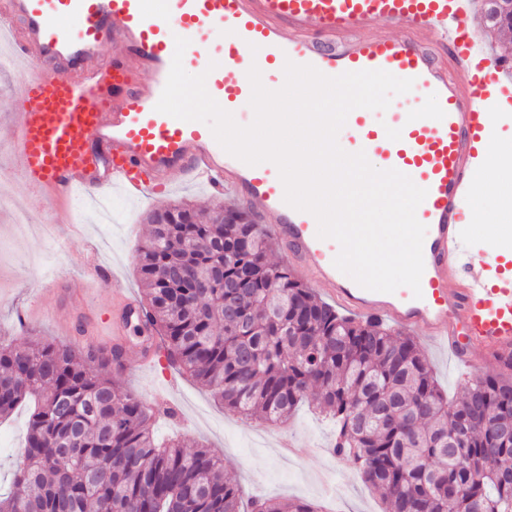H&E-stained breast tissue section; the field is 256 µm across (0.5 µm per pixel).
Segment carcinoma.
<instances>
[{
    "instance_id": "1",
    "label": "carcinoma",
    "mask_w": 512,
    "mask_h": 512,
    "mask_svg": "<svg viewBox=\"0 0 512 512\" xmlns=\"http://www.w3.org/2000/svg\"><path fill=\"white\" fill-rule=\"evenodd\" d=\"M512 29V0H483ZM143 308L168 365L247 418L283 423L317 391L333 451L381 492L385 512H512V372L448 401L409 337L318 299L239 205L177 202L148 215ZM118 359L34 338L0 340V416L31 404L0 512H240L224 458L156 442L155 411L112 379ZM251 512H321L305 502Z\"/></svg>"
}]
</instances>
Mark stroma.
<instances>
[{"instance_id": "obj_1", "label": "stroma", "mask_w": 512, "mask_h": 512, "mask_svg": "<svg viewBox=\"0 0 512 512\" xmlns=\"http://www.w3.org/2000/svg\"><path fill=\"white\" fill-rule=\"evenodd\" d=\"M16 189L7 152L0 149V199L8 202L0 209V335L18 345L34 335L58 339L60 328L45 317L46 305L38 297L53 277H79L86 239L97 243L99 262L116 273L115 278L93 283L87 295L71 307L72 316L93 321L110 311L115 289L141 297L137 247L149 233V211L178 201L210 209L236 200L229 191L222 198H212L198 182L149 191L135 199L114 191L109 195L110 219L104 222L93 202L78 194L71 199L70 210L80 219L79 230L62 241L43 230L41 215H32L27 225L16 223L15 207L10 203ZM420 349L451 399L463 393L471 378L496 371L495 365L480 360L463 365L426 343ZM117 380L146 403L172 408V415L156 420L158 439L178 437L190 445L205 444L222 455L224 472L240 483L243 500L302 499L320 505L323 512H384L379 494L364 483L360 473L330 455L334 426L314 415L313 397L305 398L288 423L268 425L243 419L218 403L207 388L170 368L161 355L156 356L153 368L123 373ZM28 418L27 408L21 407L0 422L1 486L9 484L10 460L21 450Z\"/></svg>"}]
</instances>
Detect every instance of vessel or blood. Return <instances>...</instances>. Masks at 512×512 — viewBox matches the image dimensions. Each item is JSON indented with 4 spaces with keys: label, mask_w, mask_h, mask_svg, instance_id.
<instances>
[{
    "label": "vessel or blood",
    "mask_w": 512,
    "mask_h": 512,
    "mask_svg": "<svg viewBox=\"0 0 512 512\" xmlns=\"http://www.w3.org/2000/svg\"><path fill=\"white\" fill-rule=\"evenodd\" d=\"M0 33L23 75L9 164L23 190L54 204V223H70L77 191L134 198L179 180L230 190L338 306L442 343L459 361L478 353L512 365V276L493 277L463 229L494 134L492 110L512 100V82L500 77L512 63L475 41L472 0H0ZM179 37L190 41L184 68L206 73L210 96L240 123L253 120L242 110L253 66L271 90L283 86L289 61L331 77L384 70L413 80L427 111L380 121L354 110L344 129L348 150L427 191L416 210L427 228L420 294L406 286L371 291L345 277L334 264L339 244L318 238L315 217L285 203L276 165H247L207 124L156 111ZM77 287L66 277L52 284L55 318L68 332L74 319L64 300ZM105 326L115 336L149 332L124 291Z\"/></svg>",
    "instance_id": "obj_1"
}]
</instances>
